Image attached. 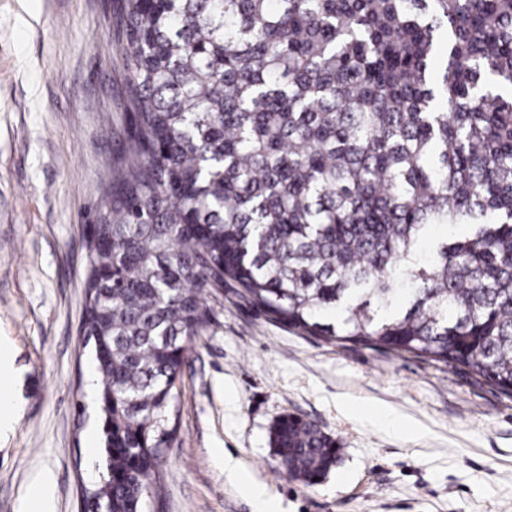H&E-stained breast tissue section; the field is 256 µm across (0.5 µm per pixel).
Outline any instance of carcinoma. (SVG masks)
<instances>
[{"label":"carcinoma","instance_id":"cac0c4a2","mask_svg":"<svg viewBox=\"0 0 512 512\" xmlns=\"http://www.w3.org/2000/svg\"><path fill=\"white\" fill-rule=\"evenodd\" d=\"M132 128L93 225L81 332L107 476L142 512L205 298L512 394V0H122ZM279 472L340 457L282 417Z\"/></svg>","mask_w":512,"mask_h":512}]
</instances>
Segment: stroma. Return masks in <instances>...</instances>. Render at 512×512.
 <instances>
[{
	"instance_id": "1",
	"label": "stroma",
	"mask_w": 512,
	"mask_h": 512,
	"mask_svg": "<svg viewBox=\"0 0 512 512\" xmlns=\"http://www.w3.org/2000/svg\"><path fill=\"white\" fill-rule=\"evenodd\" d=\"M121 0H0V512H79L106 472L80 336L89 228L128 135L115 56ZM188 352L176 437L145 512H512V395L412 354L329 343L278 322L241 289L212 292ZM297 414L339 440L319 484L278 474L270 444ZM263 485L265 510L229 477Z\"/></svg>"
}]
</instances>
